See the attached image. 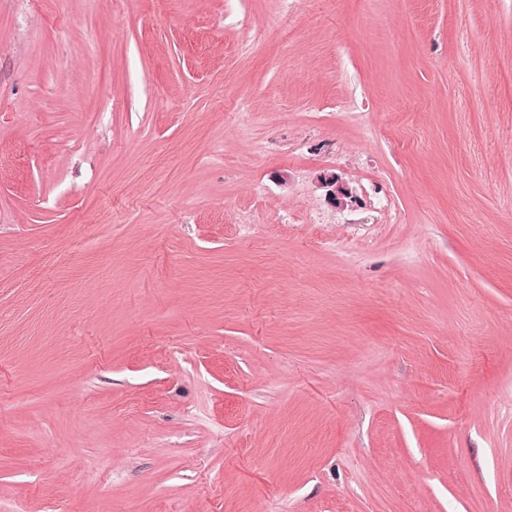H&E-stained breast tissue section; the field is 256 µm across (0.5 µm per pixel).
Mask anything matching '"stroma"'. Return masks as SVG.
Returning <instances> with one entry per match:
<instances>
[{"mask_svg":"<svg viewBox=\"0 0 512 512\" xmlns=\"http://www.w3.org/2000/svg\"><path fill=\"white\" fill-rule=\"evenodd\" d=\"M50 503L512 512V0H0V512Z\"/></svg>","mask_w":512,"mask_h":512,"instance_id":"obj_1","label":"stroma"}]
</instances>
